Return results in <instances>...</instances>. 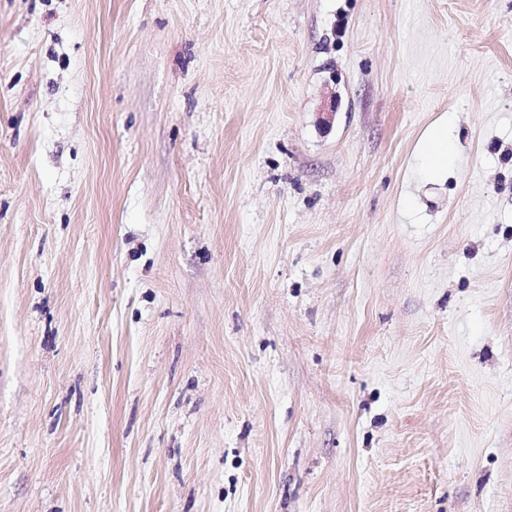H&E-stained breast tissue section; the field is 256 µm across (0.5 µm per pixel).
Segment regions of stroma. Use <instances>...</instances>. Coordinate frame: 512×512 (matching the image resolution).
I'll return each mask as SVG.
<instances>
[{
    "label": "stroma",
    "mask_w": 512,
    "mask_h": 512,
    "mask_svg": "<svg viewBox=\"0 0 512 512\" xmlns=\"http://www.w3.org/2000/svg\"><path fill=\"white\" fill-rule=\"evenodd\" d=\"M0 512H512V0H0ZM451 144H448V124L434 129L424 144V158L432 171L441 169L448 160Z\"/></svg>",
    "instance_id": "obj_1"
}]
</instances>
